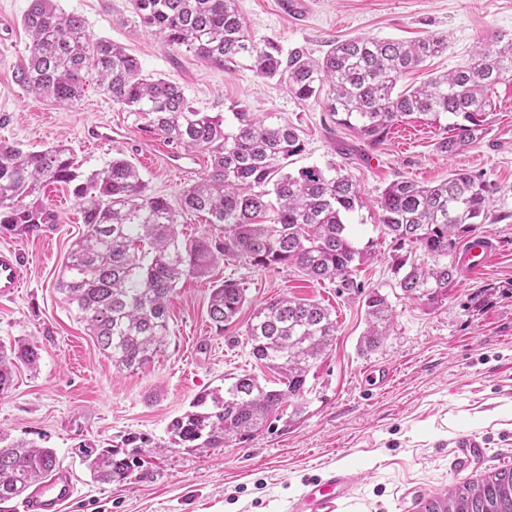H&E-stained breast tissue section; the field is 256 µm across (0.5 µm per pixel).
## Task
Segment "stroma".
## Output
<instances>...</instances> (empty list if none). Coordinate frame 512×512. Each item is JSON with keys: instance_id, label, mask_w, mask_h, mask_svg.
Masks as SVG:
<instances>
[{"instance_id": "obj_1", "label": "stroma", "mask_w": 512, "mask_h": 512, "mask_svg": "<svg viewBox=\"0 0 512 512\" xmlns=\"http://www.w3.org/2000/svg\"><path fill=\"white\" fill-rule=\"evenodd\" d=\"M306 2L299 21L282 0H239V8L256 43L271 39L286 52L302 47L314 58L359 36L447 35V53L404 76L403 89L457 67L490 34L512 35V0ZM57 4L82 17L96 36L122 45L144 74L181 86L200 111L225 113L243 101L294 126L304 149L290 169L316 165L350 175L363 205L346 221L356 245L372 244L374 252L356 279L386 295L395 312L384 344L364 354L358 348L365 330L361 297L311 281L294 267L223 260L205 277L178 284L168 307L169 336L151 362L116 369L58 288L63 259L85 226L68 189L47 185L43 197L57 223L23 235L0 231V248L18 249L26 268L15 298L0 299V342L29 338L41 349L38 371L18 366L12 387L0 394V431L55 449L77 487L63 512H289L304 484L331 464L359 476L339 512H421L448 486L512 469V83L495 87L486 134L463 151L439 152L441 132L422 115L372 143L336 125L323 100L299 102L287 84L255 77L248 61L220 66L168 47L134 15L129 0ZM27 6L28 0H0V114L6 117L0 141L32 151L68 143L86 172L126 158L150 192L179 206L183 191L209 171L208 153L157 134L145 138L143 114L112 104L95 84L71 107L21 87L15 71L30 54L21 24ZM459 171L489 187L488 218L479 232L496 249L481 272L460 274L447 298H403L392 270L396 253L378 227L379 196L400 178L434 185ZM227 278L245 281L248 301L220 331L207 306L212 286ZM489 287L497 290L494 299L476 304L475 295ZM283 294L317 301L336 320V343L310 372L303 398L285 404L245 442L216 450L170 444V422L197 394L227 388L245 372L274 381L252 356L246 330L254 308ZM377 366L389 367L391 377L372 386L364 374ZM463 430L481 435L488 453L456 475L450 443ZM130 434L167 447L151 459V477L94 482L74 454L78 443L117 445Z\"/></svg>"}]
</instances>
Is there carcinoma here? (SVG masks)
Returning a JSON list of instances; mask_svg holds the SVG:
<instances>
[{
    "label": "carcinoma",
    "instance_id": "obj_1",
    "mask_svg": "<svg viewBox=\"0 0 512 512\" xmlns=\"http://www.w3.org/2000/svg\"><path fill=\"white\" fill-rule=\"evenodd\" d=\"M140 21L166 45L218 65L242 58L261 79H278L300 102L323 97L333 121L373 143L414 115L449 123L437 150L455 154L485 133L488 94L512 81V37L498 33L481 43L454 70L416 88L396 91L408 71L448 50V39L429 34L402 41L356 37L338 41L320 59L302 48L282 55L278 45L258 46L238 0H130ZM31 37L30 56L16 81L60 106H71L93 80L112 104L145 115L170 142L205 150L210 171L184 190L180 208L148 193L139 170L114 157L85 173L73 148L56 144L41 151L0 143V231L33 233L58 216L40 199L49 184L69 189L86 231L70 247L59 288L100 349L119 369H139L165 345L169 297L187 277H202L220 260H244L263 269L294 266L314 280L336 283L340 292L364 295L366 330L361 352L378 349L394 324L387 296L363 293L353 278L371 258L358 248L347 214L361 205V189L340 170L288 169L302 151L296 129L233 105L231 119L202 112L182 88L142 73L124 48L95 36L85 20L58 8L55 0H30L21 18ZM485 182L468 173L434 185L408 179L389 183L378 202L380 233L393 248L407 245L426 256L422 264L397 259L394 273L402 295L434 302L448 294L460 273V244L488 216ZM207 214L221 238L179 239V211ZM273 217H268V212ZM234 279L213 286L208 316L219 329L234 322L248 298ZM253 357L279 376L281 389L243 374L226 391L196 395L169 424L182 448H222L245 441L269 416L306 391L307 378L336 340V320L319 302L279 296L254 309L247 326ZM39 347L28 339L0 344V393L10 389L17 365L38 370ZM129 436L131 450L78 444L75 455L94 480L110 484L143 467L145 449ZM59 468L51 448L0 432V512L26 496L31 486ZM425 512H512V469L500 470L428 500Z\"/></svg>",
    "mask_w": 512,
    "mask_h": 512
}]
</instances>
